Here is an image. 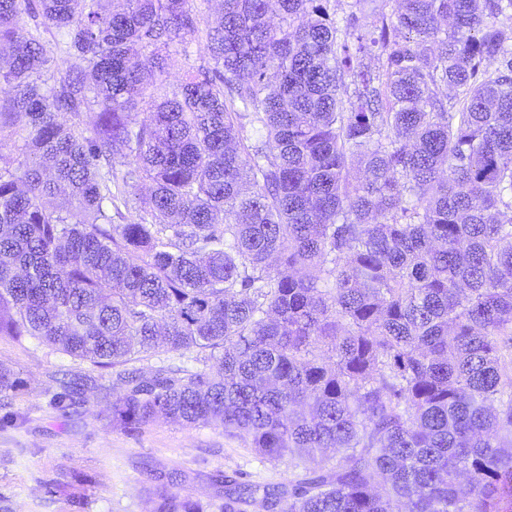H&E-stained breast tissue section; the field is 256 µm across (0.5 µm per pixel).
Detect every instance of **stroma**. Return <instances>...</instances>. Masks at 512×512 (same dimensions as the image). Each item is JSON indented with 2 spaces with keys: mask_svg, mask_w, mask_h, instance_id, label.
<instances>
[{
  "mask_svg": "<svg viewBox=\"0 0 512 512\" xmlns=\"http://www.w3.org/2000/svg\"><path fill=\"white\" fill-rule=\"evenodd\" d=\"M0 364L19 381L0 407V501L10 512H151L169 472L206 512L223 502L218 476L255 484L289 483L300 469L288 456L267 460L219 426L157 420L145 429L113 428L96 388L75 413L56 404L61 384L90 377L111 386V370L71 358L32 339L0 336Z\"/></svg>",
  "mask_w": 512,
  "mask_h": 512,
  "instance_id": "obj_1",
  "label": "stroma"
}]
</instances>
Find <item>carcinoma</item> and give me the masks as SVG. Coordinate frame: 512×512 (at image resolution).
Listing matches in <instances>:
<instances>
[{
	"label": "carcinoma",
	"mask_w": 512,
	"mask_h": 512,
	"mask_svg": "<svg viewBox=\"0 0 512 512\" xmlns=\"http://www.w3.org/2000/svg\"><path fill=\"white\" fill-rule=\"evenodd\" d=\"M193 2L0 0V336L116 369V427L299 461L221 512H509L512 0ZM162 346L199 367L126 369ZM190 56L185 57L171 53V67L170 74L168 75V82L176 84L177 80L181 76L182 72L190 66H198L208 61V52L206 49V42L204 39L194 41L191 46Z\"/></svg>",
	"instance_id": "obj_1"
}]
</instances>
